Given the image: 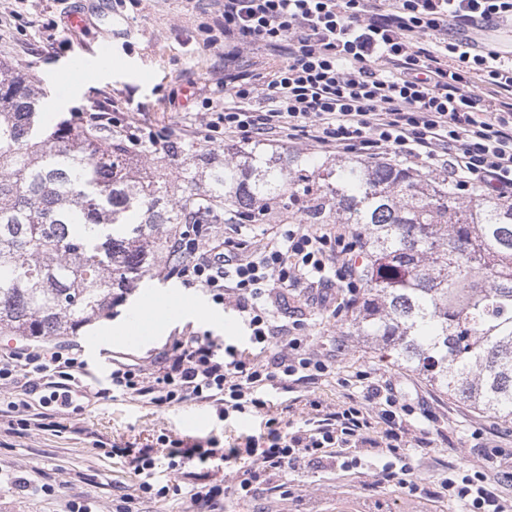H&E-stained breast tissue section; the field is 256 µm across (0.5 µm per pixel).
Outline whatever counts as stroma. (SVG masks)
<instances>
[{"label":"stroma","instance_id":"1","mask_svg":"<svg viewBox=\"0 0 512 512\" xmlns=\"http://www.w3.org/2000/svg\"><path fill=\"white\" fill-rule=\"evenodd\" d=\"M223 8L224 0H0V62L25 72L46 89L50 115L99 110L122 125L214 152L228 145L250 147L256 144L253 139L208 126L224 110V46L207 41ZM76 11L84 13L85 23L72 28L67 19ZM106 14L111 15V24H104ZM102 42L111 45V67L96 68L89 77L77 72L79 52ZM258 144L318 165L340 158L303 137L291 140L274 134ZM153 295L203 299L207 292L185 287L163 267L157 279L114 307L112 322L124 319L129 304ZM270 299L279 323L302 320L303 335L336 372L335 377L296 386L291 392H270L272 403H291L289 430H296L308 416L311 402L327 411L344 405L347 392L337 383L340 377L367 371L373 379L390 381L407 402L425 406L435 417L431 447L406 450L420 493L397 486L371 490L375 473L390 455L383 448L359 447L348 451L359 462L348 471L327 458L314 465L303 461L271 475V484H287L285 498L265 489L255 498H239L233 488L240 463L233 459L214 461L209 468L210 484L222 489L215 500L195 501L186 489L161 500L139 497L133 471L120 460L106 458L103 449L94 447V438L142 447L164 434L188 442L213 438L228 447L244 445L247 436L264 429L263 413L221 419L214 407L192 400L159 408L119 394L98 395L107 384L112 357L119 354L147 365L177 340L203 333L246 348L248 330L236 308L227 303L214 306V319L177 321L134 345L100 336L95 325L90 333L97 336V344L74 337L87 361L86 393L74 395L69 408L56 415L60 432L0 435V474L9 478L0 485V512H64L66 502L75 498L91 501L94 512H113L123 497L130 512H457L452 503L433 507L428 493L447 477L449 466L470 470L481 465L473 449L477 431L505 448L496 464L512 470V425L476 414L417 373L392 365L363 337L354 335L353 312L336 315L322 309L311 285L303 282L274 289ZM20 478L51 485L53 491L30 496L17 486Z\"/></svg>","mask_w":512,"mask_h":512}]
</instances>
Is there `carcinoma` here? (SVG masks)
Wrapping results in <instances>:
<instances>
[{
  "label": "carcinoma",
  "instance_id": "cac0c4a2",
  "mask_svg": "<svg viewBox=\"0 0 512 512\" xmlns=\"http://www.w3.org/2000/svg\"><path fill=\"white\" fill-rule=\"evenodd\" d=\"M0 65V335L64 336L156 276L179 224H347L360 237L352 327L431 386L512 424V202L380 161L310 168L258 147L176 143V175L102 122L51 121Z\"/></svg>",
  "mask_w": 512,
  "mask_h": 512
}]
</instances>
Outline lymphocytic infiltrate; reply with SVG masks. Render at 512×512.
I'll return each mask as SVG.
<instances>
[{"label": "lymphocytic infiltrate", "instance_id": "f902f5d3", "mask_svg": "<svg viewBox=\"0 0 512 512\" xmlns=\"http://www.w3.org/2000/svg\"><path fill=\"white\" fill-rule=\"evenodd\" d=\"M512 19V0H224L221 33L236 44L262 43L281 62L264 86L229 71L224 75V128L246 136L276 131L295 138L307 133L316 147L357 152L396 163L442 162L458 190L478 188L512 199V58L481 47L469 32ZM433 46L422 47L424 37ZM275 242L256 256L227 249L203 225L179 228L173 253L181 260L173 273L186 287L209 291L216 304L234 298L250 331V352L223 345L210 335L177 342L156 366L113 358V390L156 407L192 399L216 406L220 417L262 412L268 390L290 381L315 382L331 369L300 336H279L267 303L270 286L299 282L315 287L346 288L347 307L358 302L349 231L328 224L307 229L280 224ZM283 355L267 360L269 346ZM86 362L78 348L20 345L0 353V386L26 394L46 388L40 411L24 399L7 404L6 431L49 430L44 408L68 401L80 388ZM358 389L359 399L333 411L319 410L295 432L282 431L277 418L266 431L247 437L244 449L217 450L176 440L166 459L153 448L112 446L138 476L139 492L164 498L170 485L154 480L159 465L186 473L194 498L215 497L207 486L204 464L214 456L247 454L236 476L235 492L251 499L270 476L300 459L321 462L345 457L348 449L367 445L399 455L408 442L428 447L429 430L413 421L414 409L395 385L367 382L365 375L339 378ZM386 429L371 436L373 419ZM512 485V472L478 469L462 473L449 467L433 498L460 505L462 512H512V501L491 492L488 482Z\"/></svg>", "mask_w": 512, "mask_h": 512}]
</instances>
